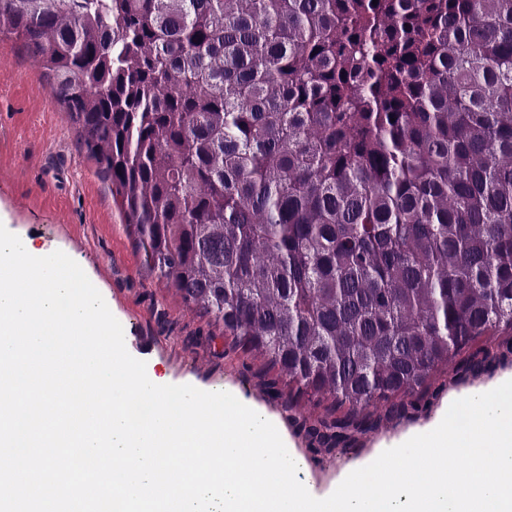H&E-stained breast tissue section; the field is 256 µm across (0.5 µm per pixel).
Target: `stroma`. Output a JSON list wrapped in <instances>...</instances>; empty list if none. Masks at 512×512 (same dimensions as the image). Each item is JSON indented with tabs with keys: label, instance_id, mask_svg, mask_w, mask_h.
I'll return each instance as SVG.
<instances>
[{
	"label": "stroma",
	"instance_id": "1",
	"mask_svg": "<svg viewBox=\"0 0 512 512\" xmlns=\"http://www.w3.org/2000/svg\"><path fill=\"white\" fill-rule=\"evenodd\" d=\"M0 224L84 270L123 328L131 356L166 384L226 391L271 421L298 464V479L330 495L360 464L423 431L450 401L512 376V335L480 337L412 397L369 406L366 424L315 432L332 421L326 404L290 395L257 351L234 344L223 323L184 303L143 266L106 172L92 159L72 115L57 101L43 63L0 40Z\"/></svg>",
	"mask_w": 512,
	"mask_h": 512
}]
</instances>
